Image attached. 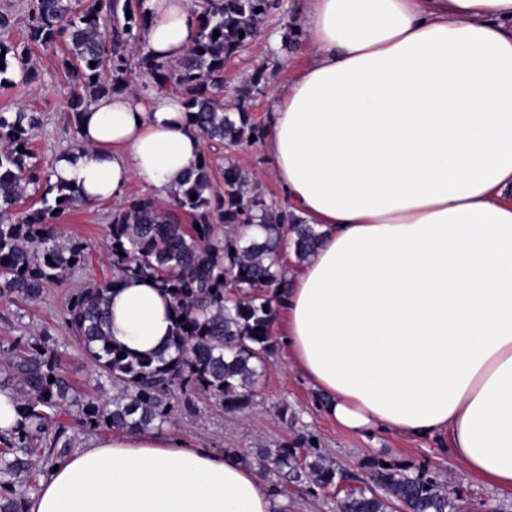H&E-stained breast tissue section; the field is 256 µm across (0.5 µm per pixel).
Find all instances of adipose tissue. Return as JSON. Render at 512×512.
I'll return each instance as SVG.
<instances>
[{
	"instance_id": "adipose-tissue-1",
	"label": "adipose tissue",
	"mask_w": 512,
	"mask_h": 512,
	"mask_svg": "<svg viewBox=\"0 0 512 512\" xmlns=\"http://www.w3.org/2000/svg\"><path fill=\"white\" fill-rule=\"evenodd\" d=\"M157 55L197 35L191 0H143ZM304 68L278 65L264 150L289 210L322 235L276 319L289 361L352 432L443 436L468 472L512 491V0H303ZM58 179L93 203L132 176L167 199L202 153L183 100L92 99ZM114 341L165 350L156 283L110 294ZM26 512H273L233 453L113 431L59 461Z\"/></svg>"
}]
</instances>
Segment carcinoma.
Masks as SVG:
<instances>
[{
  "label": "carcinoma",
  "mask_w": 512,
  "mask_h": 512,
  "mask_svg": "<svg viewBox=\"0 0 512 512\" xmlns=\"http://www.w3.org/2000/svg\"><path fill=\"white\" fill-rule=\"evenodd\" d=\"M279 10L276 0H196L197 37L173 60L145 50L142 32L149 17L136 0H27V40L0 42L5 50L0 90L15 86L14 66L21 80L33 79L31 46L64 42L68 52L62 66L73 78L67 109L77 126L90 98L128 87L130 59L136 58L160 90L170 86L183 98L202 140L239 147L252 136L261 138L264 130L251 122L243 104H224V63L250 45ZM39 125L34 112H0V295L25 303L64 283L88 249L85 242L63 240L54 230L56 218L87 201L70 183L52 181L55 166L34 161L29 143ZM33 193L39 194L36 205L18 212ZM183 215L194 224L182 223ZM215 219L224 224V233ZM290 234L300 262L322 242L314 225L267 205L238 163L224 168V193L212 192V169L204 155L190 165L168 200L135 196L115 210L107 246L112 278L73 293L64 317L111 383L112 397H77L41 334L0 351L3 382L13 386L28 422L21 432L3 438L0 512H21L8 487L50 459L62 458L70 447L62 440L65 427H54L53 420L67 405L78 408V423L85 429L125 431L170 423L176 387L185 394L204 393L230 411L246 407L272 346L273 303L286 283L281 246ZM138 277L156 279L172 299L177 322L169 342L174 353L168 356L133 357L112 342L109 293ZM260 462L266 470L287 469L295 480L317 488L347 480L314 446L306 449L301 464L296 449L286 445L265 449ZM396 507L455 512L445 484L380 464L363 486L347 489L339 504L340 512H393Z\"/></svg>",
  "instance_id": "1"
}]
</instances>
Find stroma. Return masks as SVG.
Returning a JSON list of instances; mask_svg holds the SVG:
<instances>
[{
	"mask_svg": "<svg viewBox=\"0 0 512 512\" xmlns=\"http://www.w3.org/2000/svg\"><path fill=\"white\" fill-rule=\"evenodd\" d=\"M297 9L298 0H283L280 12L266 20L257 39L224 67V101L229 105L235 102L236 89L257 68H264L265 78L247 103L252 120L263 126L268 123L271 92L277 79L268 36L280 32L282 21H294ZM65 50L60 42L33 47L29 66L36 72V80L0 93V111L23 109L39 115L40 126L30 147L44 164L67 152L76 139L66 109L72 83L61 66ZM203 152L213 170L215 192L223 191L224 167L233 158L249 172L269 205L286 208L262 141L244 144L231 153L219 146L204 147ZM115 208L112 202L97 203L58 219L56 229L62 237H77L89 245L84 264L71 272L65 284L49 288L33 305L0 296V342L10 343L34 333L46 335L73 385L94 396H111L112 386L69 333L63 310L74 292L111 278L105 247ZM172 396L178 411L174 422L163 425L161 431L179 436L194 447L219 453L235 451L251 462L261 449L285 444L302 451L312 440L343 473L363 478L373 465L384 462L441 481L451 480L450 497L456 512H512V491L500 490L470 475L461 463L448 457L445 438H412L386 431L366 435L338 428L324 413L325 397L290 367L282 338H275L267 357L266 377L245 409L226 410L203 394L185 395L176 390ZM265 481L275 490V512H336L335 487L311 495L303 485L285 483L273 475L266 476Z\"/></svg>",
	"mask_w": 512,
	"mask_h": 512,
	"instance_id": "35a3bbf8",
	"label": "stroma"
}]
</instances>
